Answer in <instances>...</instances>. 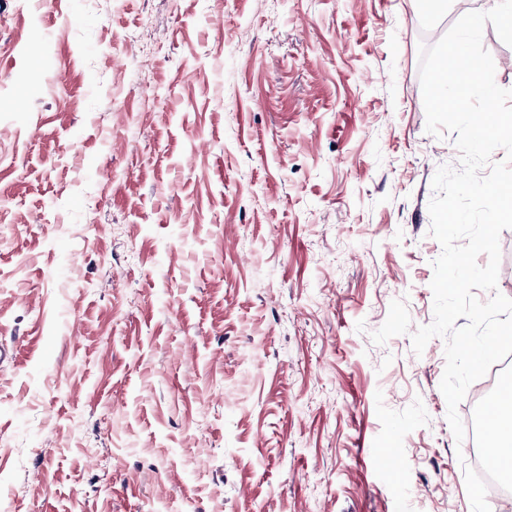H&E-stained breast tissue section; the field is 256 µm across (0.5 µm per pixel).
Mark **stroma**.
Segmentation results:
<instances>
[{
    "mask_svg": "<svg viewBox=\"0 0 512 512\" xmlns=\"http://www.w3.org/2000/svg\"><path fill=\"white\" fill-rule=\"evenodd\" d=\"M497 3L0 0V512H472L420 48Z\"/></svg>",
    "mask_w": 512,
    "mask_h": 512,
    "instance_id": "35a3bbf8",
    "label": "stroma"
}]
</instances>
